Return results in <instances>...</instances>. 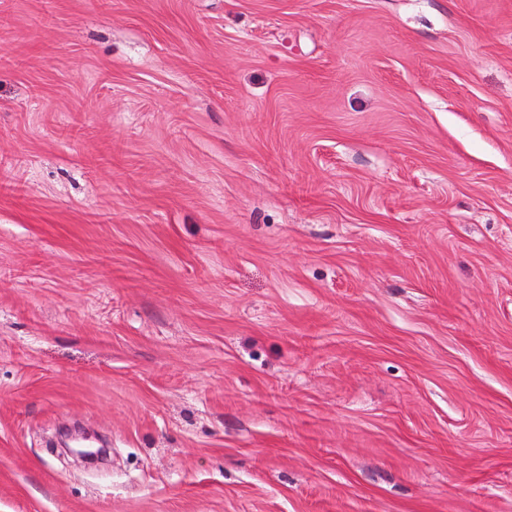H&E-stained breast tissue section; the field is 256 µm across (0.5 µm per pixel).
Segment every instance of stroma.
<instances>
[{
  "label": "stroma",
  "mask_w": 512,
  "mask_h": 512,
  "mask_svg": "<svg viewBox=\"0 0 512 512\" xmlns=\"http://www.w3.org/2000/svg\"><path fill=\"white\" fill-rule=\"evenodd\" d=\"M0 512H512V0H0ZM87 440V437L81 431H70L65 435L63 441V455L72 458L74 461H85L94 459L99 453V448H86L82 444ZM96 450V451H95Z\"/></svg>",
  "instance_id": "obj_1"
}]
</instances>
